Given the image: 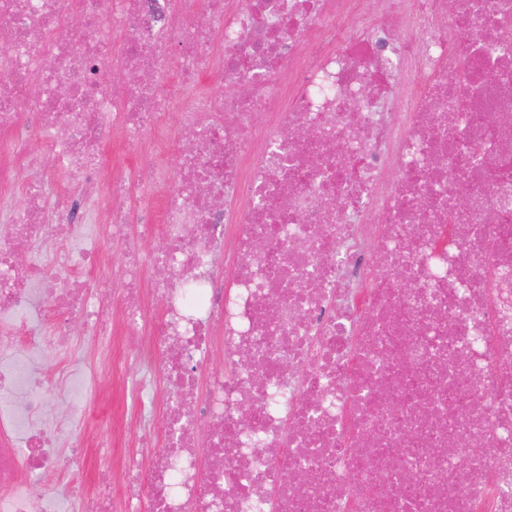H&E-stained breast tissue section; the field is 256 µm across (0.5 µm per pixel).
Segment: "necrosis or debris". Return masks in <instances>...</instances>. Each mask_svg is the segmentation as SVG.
Masks as SVG:
<instances>
[{
	"instance_id": "1",
	"label": "necrosis or debris",
	"mask_w": 512,
	"mask_h": 512,
	"mask_svg": "<svg viewBox=\"0 0 512 512\" xmlns=\"http://www.w3.org/2000/svg\"><path fill=\"white\" fill-rule=\"evenodd\" d=\"M0 132V512L109 445L48 415L127 372L76 319L160 378L67 512H512V0H0ZM101 252L102 258L100 262L94 266L88 274V283L91 288L103 286H112V289L119 286L110 280V270L113 265L118 264L122 260L123 246L114 241L108 240L101 231Z\"/></svg>"
}]
</instances>
